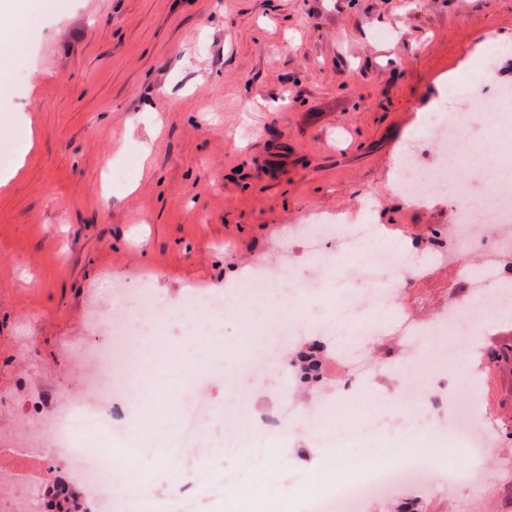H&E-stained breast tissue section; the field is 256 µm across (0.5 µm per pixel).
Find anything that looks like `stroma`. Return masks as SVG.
Here are the masks:
<instances>
[{"label": "stroma", "mask_w": 512, "mask_h": 512, "mask_svg": "<svg viewBox=\"0 0 512 512\" xmlns=\"http://www.w3.org/2000/svg\"><path fill=\"white\" fill-rule=\"evenodd\" d=\"M489 51L493 64L512 63V0H46L23 63L0 76V146L32 140L24 162L0 167V438L36 424L48 439L62 391L89 398L94 352L112 342L90 313L110 282L145 285L166 311L224 292L249 265L286 258L316 277L288 239L311 212L418 230L454 223L447 201L406 202L391 170L406 144L422 166L435 162L414 133ZM131 156L134 188L107 186L108 168ZM281 294L254 292L248 325L239 308L225 311L217 336L191 312L160 336L145 326L151 364L114 404L113 447L160 437L176 447L178 414L200 396L218 410L207 430L223 447L233 423L224 376L257 325L281 316ZM318 385L336 392L325 429L288 437L305 486L219 453L216 468L239 478L208 499L203 476L163 454L135 462L150 475L153 512H233L259 496L265 512H295L336 443L374 461L439 447L430 419L405 417L395 390L339 392L333 355ZM484 390V412L512 422V362ZM373 415L382 426L352 438ZM18 472L32 490L60 476L85 506L99 500L55 452L0 456V477Z\"/></svg>", "instance_id": "1"}]
</instances>
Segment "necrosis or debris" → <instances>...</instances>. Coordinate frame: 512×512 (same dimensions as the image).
Returning a JSON list of instances; mask_svg holds the SVG:
<instances>
[{
    "label": "necrosis or debris",
    "mask_w": 512,
    "mask_h": 512,
    "mask_svg": "<svg viewBox=\"0 0 512 512\" xmlns=\"http://www.w3.org/2000/svg\"><path fill=\"white\" fill-rule=\"evenodd\" d=\"M480 83L497 108L493 140L466 142L464 135L473 122V115L460 110L452 113L447 121L433 122L428 127L429 142L437 153L434 168L423 177L413 164H406L404 168L403 190L412 201L421 202L429 195L444 194L455 204L458 219L448 229L430 226L421 235L407 230L401 233L409 248L417 247L423 237L431 241L436 259L448 267L447 295L437 300L416 292V285L428 281L427 270L423 267L403 269L398 252L376 251L358 257L359 243L377 235L374 225L353 224L341 215L319 224L311 221L296 225L295 237L304 244L305 254L318 267L320 277H331L342 267L360 289L354 298L334 303L321 320L309 322L295 315L294 310L298 302L318 290V283L302 279L292 266L284 263H270L248 272V280L266 286L292 282L288 293L290 311L277 326L263 327L253 341L250 357L224 379L228 390L224 411L239 418L237 435L224 441V455L254 461L263 447H279L280 433L315 424L329 408L330 402L325 398L311 399L308 405L302 406L293 396H285L277 405L273 418L277 429L273 432L262 428L259 419L246 410V400L261 388L265 373L281 363L286 349L307 337L331 338L339 324L354 321L360 310L387 308L395 313L393 321L374 328L373 333L395 337L396 346L385 349L379 360L372 359L364 347L337 354L336 370L344 383L378 378L403 361L414 364L417 377L430 373L442 377L449 359L460 353L458 347L446 345L437 354L425 356L417 348L418 339L457 335L463 309L512 306V165L483 171L482 176L490 182L491 188L480 195L471 194L463 178L466 167L477 164L492 143L512 147V85L489 71L484 72ZM479 221L493 224V233L477 232L475 224ZM328 241L333 243V250L325 249ZM157 317V305L148 291L117 289L114 306L101 317L112 344L96 351L100 369L87 379L94 400L89 403L63 394L51 424L52 447L66 455L109 504L118 500L125 489V476L117 468V458L108 451L90 453L71 447L70 442L84 432L88 415L107 421L112 401L122 398L146 373L139 327ZM433 402L437 410L452 412L451 417L436 420L437 431L451 436L475 460L471 470L460 477V484L466 490L476 487L493 492L495 484L488 480L481 462L484 457L496 454L505 441L499 423L494 417L478 413L476 399L459 403L456 384L443 377ZM211 414V406L202 399L180 411L181 446L176 453L192 462L199 472L207 474L205 490L208 494L220 496L228 478L208 473L214 450L204 426ZM441 467V461L435 458H414L400 469L384 468L362 459L335 490L307 492L300 502V512H361L360 507L366 500L415 494L423 487V470Z\"/></svg>",
    "instance_id": "4bbe7bcc"
}]
</instances>
